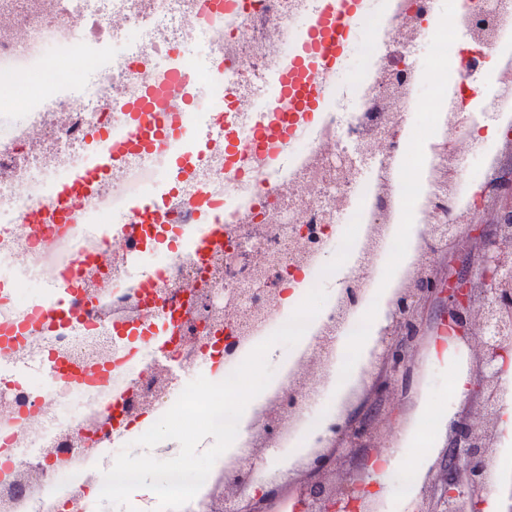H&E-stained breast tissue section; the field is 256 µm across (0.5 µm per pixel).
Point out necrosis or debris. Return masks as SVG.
<instances>
[{"mask_svg": "<svg viewBox=\"0 0 512 512\" xmlns=\"http://www.w3.org/2000/svg\"><path fill=\"white\" fill-rule=\"evenodd\" d=\"M318 0H0V104L25 121L0 140V315L17 307L20 277L66 297L53 323L27 304L14 359L40 387L0 375V512H88L103 485L90 473L114 428L143 435L187 385L177 369L205 365L219 382L291 316L319 282L323 256L360 216L334 291L298 351L243 413L232 446L181 512H224L238 491L257 496L312 471L336 422L378 372L373 347L397 299L424 279L446 232L490 219L512 161V0H389L363 11L351 37L363 65L351 90L318 93L335 69L313 55L288 86L271 88L299 53ZM125 51L108 55L112 41ZM207 48L208 68L183 54ZM81 53L84 66L72 64ZM436 67L423 71L421 55ZM66 83H44L48 63ZM434 91L418 93L421 80ZM222 85L211 112L174 105L181 84ZM428 121L416 126L414 116ZM212 146L172 153L198 122ZM124 134L102 179L51 191L77 162ZM486 150L479 173L471 151ZM209 189L223 236L204 250L195 198ZM168 334L166 363L150 353ZM476 317L438 331L436 355L483 350ZM361 335L360 356L345 337ZM497 422L482 429L487 501L512 466L501 422L512 372L496 381ZM424 455L447 453V415L415 427Z\"/></svg>", "mask_w": 512, "mask_h": 512, "instance_id": "necrosis-or-debris-1", "label": "necrosis or debris"}]
</instances>
